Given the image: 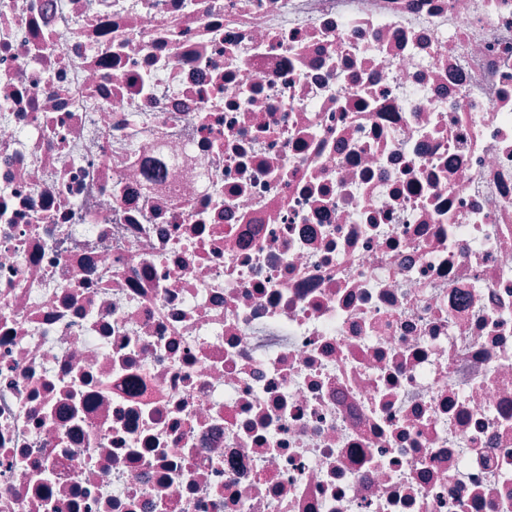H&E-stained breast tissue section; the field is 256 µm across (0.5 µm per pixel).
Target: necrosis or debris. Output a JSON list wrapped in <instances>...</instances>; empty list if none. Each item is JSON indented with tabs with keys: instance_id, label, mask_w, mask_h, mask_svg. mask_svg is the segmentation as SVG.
I'll return each instance as SVG.
<instances>
[{
	"instance_id": "obj_1",
	"label": "necrosis or debris",
	"mask_w": 512,
	"mask_h": 512,
	"mask_svg": "<svg viewBox=\"0 0 512 512\" xmlns=\"http://www.w3.org/2000/svg\"><path fill=\"white\" fill-rule=\"evenodd\" d=\"M0 512H512V0H0Z\"/></svg>"
}]
</instances>
